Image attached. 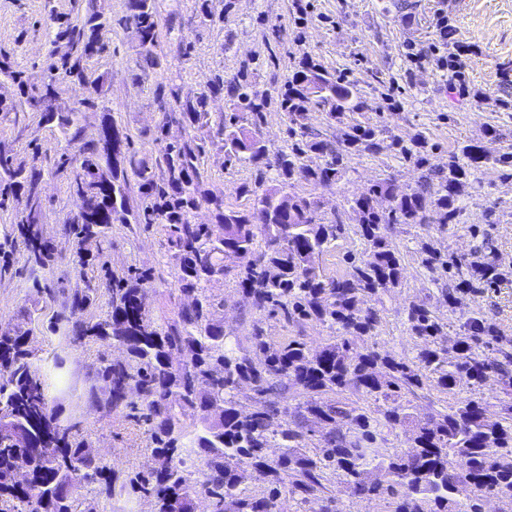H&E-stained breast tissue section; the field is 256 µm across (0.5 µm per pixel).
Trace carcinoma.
<instances>
[{"mask_svg": "<svg viewBox=\"0 0 512 512\" xmlns=\"http://www.w3.org/2000/svg\"><path fill=\"white\" fill-rule=\"evenodd\" d=\"M74 3L78 17L73 21L56 0H44L50 23L41 83L30 82L0 48V84L17 88L14 100L0 102V119L16 123L19 115L36 113L56 124L67 143L47 170L0 145V210L25 199L14 223L22 225L33 287L42 290L40 276L54 243L42 235L40 186L46 172H70L67 195L74 210L66 223L78 242L105 237L118 210L133 224L162 225L175 271L176 310L162 324L148 314V288L156 280L149 268L109 273L105 317H85L97 292L90 279L74 289L56 315L53 333L68 344L92 339L125 348L123 360L100 368L105 397L92 395L110 411L139 410L147 426L153 443L147 469L124 478L77 439L76 425L63 423L50 409L49 377L35 365L28 331L0 336V512H103L100 500L119 504L134 496L151 498L154 512H172L175 500L182 512H192L199 496L210 501L211 512H282L284 485L293 499L316 505L314 512H338L326 495L330 473L342 478L351 496L385 501L388 512H450L463 492L468 493L465 512H480L487 495L512 500L511 338L500 335L484 314L473 313L450 342L448 324L413 301L406 322L423 342L415 357L361 353L355 347L356 338L375 335L379 326L374 298L403 278V259L387 235L389 226L461 223L459 197L475 174L491 166L512 178V153L492 156L478 143L467 144L449 153L448 165L415 188L400 191L390 178L376 181L349 204L363 254L350 257L346 276L326 277L320 256L347 228L328 215L320 197L297 190L295 174L304 171L306 185L313 188L335 183L346 174V158L379 150L386 130L378 126L346 124L334 141L308 126L312 112L331 127L342 123L345 113L365 109L354 87L302 58L276 99L293 141L286 150L272 151L263 138L269 96L253 89L247 69L230 79L210 75L193 99L183 97L170 78L154 89L162 112L152 137L154 156L139 159L128 135L112 121L103 122L97 137H85L83 114L104 109L108 84L103 76L89 74L88 62L106 52L103 35L112 17L107 0ZM192 13L200 27L215 22L213 0H194ZM125 23L137 42L139 67L164 68L156 0H126ZM66 81L78 87L74 106L52 112L55 86ZM215 97L228 98L232 111H210ZM172 125L184 130L174 142L166 138ZM213 136L224 141V165H247L259 175L254 184L232 187L248 198L247 209L229 207L223 192L208 187L203 166L206 141ZM392 144L417 165L426 163V141ZM308 152L325 162L301 165ZM131 174L138 188L135 201ZM380 198L390 202L389 209H379ZM204 204L209 224L195 220ZM421 251L428 268L448 273L441 294L450 307L458 294L499 279L493 258L473 267L463 258L442 256L429 243ZM229 276L254 313L278 314L298 328L328 327L336 339L317 349L300 335L274 344L256 321L249 345H232L224 320L217 318L224 300L208 288ZM489 373L498 375L504 394L493 422L485 421L488 406L478 397L458 399L425 420L414 419L404 403L407 394L428 383L446 393L461 384L477 390ZM245 386L253 391L249 410L237 400ZM292 389L304 401L293 419L277 423L275 417L288 413L280 404ZM346 391L365 396L374 409L340 397ZM385 429L408 433L407 447L388 448ZM275 444L282 453L271 460L266 449ZM251 471L265 476L267 494L256 497L240 489ZM91 484L101 485L98 496L77 498L76 492Z\"/></svg>", "mask_w": 512, "mask_h": 512, "instance_id": "carcinoma-1", "label": "carcinoma"}]
</instances>
